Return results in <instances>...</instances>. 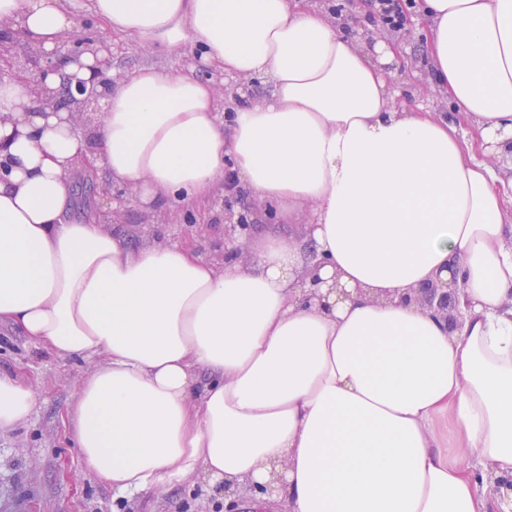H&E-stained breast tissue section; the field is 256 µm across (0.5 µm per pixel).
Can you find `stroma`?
<instances>
[{"label":"stroma","mask_w":512,"mask_h":512,"mask_svg":"<svg viewBox=\"0 0 512 512\" xmlns=\"http://www.w3.org/2000/svg\"><path fill=\"white\" fill-rule=\"evenodd\" d=\"M408 51L393 64L390 84L398 89L399 103L423 106L441 113L448 104L431 91L429 59L419 34L410 28L400 32ZM112 71L126 74L152 66L171 74L184 72L192 62L190 53H141L123 42L109 43ZM121 215L116 225L132 244L152 237L182 242L201 234V247L212 253L224 244V226L230 216L247 215L250 223L268 218L248 193L216 194L201 211L180 212L141 207L127 189L113 186ZM86 367L78 359L53 355L24 337L0 327V370L22 373L39 393L38 403L23 423L0 431V512H116L112 492L92 477L60 419L61 411L74 397V381ZM117 512H225L223 503L196 477L185 487L161 488L123 503Z\"/></svg>","instance_id":"1"}]
</instances>
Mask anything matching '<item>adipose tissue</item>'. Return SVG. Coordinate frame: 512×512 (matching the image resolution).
Listing matches in <instances>:
<instances>
[{
    "label": "adipose tissue",
    "instance_id": "ef3b65f1",
    "mask_svg": "<svg viewBox=\"0 0 512 512\" xmlns=\"http://www.w3.org/2000/svg\"><path fill=\"white\" fill-rule=\"evenodd\" d=\"M431 82L451 110L398 106L396 42L346 35L313 0H0V30L51 56L56 92L107 54L63 46L92 14L137 49L180 53L265 97L141 67L102 114L0 80V325L87 361L69 435L116 500L194 475L283 512H498L512 476V0H422ZM142 204L248 191L273 210L249 262L133 247L70 216L83 163ZM324 303L306 302L310 275ZM454 279L461 325L408 289ZM34 386L0 374V430ZM447 419L448 432L435 429ZM476 466L464 464L465 453ZM198 75L205 79L209 80L212 83L220 86L224 92V97L226 100L231 95H235L237 90L244 89V91L250 94H262L266 92L269 88V82L265 77H254L249 79L243 78H229L224 77V73L221 71H214L202 68L198 71Z\"/></svg>",
    "mask_w": 512,
    "mask_h": 512
}]
</instances>
